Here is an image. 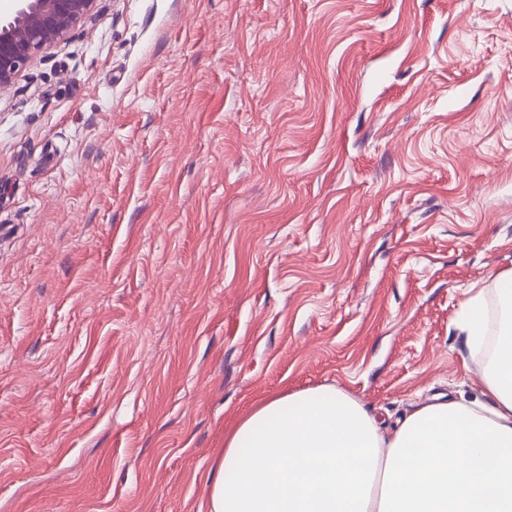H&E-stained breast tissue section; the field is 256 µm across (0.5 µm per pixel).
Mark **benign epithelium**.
Listing matches in <instances>:
<instances>
[{"label": "benign epithelium", "mask_w": 512, "mask_h": 512, "mask_svg": "<svg viewBox=\"0 0 512 512\" xmlns=\"http://www.w3.org/2000/svg\"><path fill=\"white\" fill-rule=\"evenodd\" d=\"M14 14L0 20V87L15 82L47 49L93 14L97 0H16Z\"/></svg>", "instance_id": "1"}]
</instances>
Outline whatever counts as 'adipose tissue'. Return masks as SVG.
Listing matches in <instances>:
<instances>
[{"mask_svg":"<svg viewBox=\"0 0 512 512\" xmlns=\"http://www.w3.org/2000/svg\"><path fill=\"white\" fill-rule=\"evenodd\" d=\"M495 286L498 340L473 402L437 398L391 425L332 385L270 397L226 433L209 512H512V269ZM457 327L476 354L484 289Z\"/></svg>","mask_w":512,"mask_h":512,"instance_id":"ef3b65f1","label":"adipose tissue"}]
</instances>
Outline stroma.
<instances>
[{
    "label": "stroma",
    "mask_w": 512,
    "mask_h": 512,
    "mask_svg": "<svg viewBox=\"0 0 512 512\" xmlns=\"http://www.w3.org/2000/svg\"><path fill=\"white\" fill-rule=\"evenodd\" d=\"M512 268V0H97L0 89V512H208L330 384L478 395ZM471 293L466 308L457 327L464 336V346L470 355H475L482 347L487 333L486 292L484 288H470Z\"/></svg>",
    "instance_id": "1"
}]
</instances>
